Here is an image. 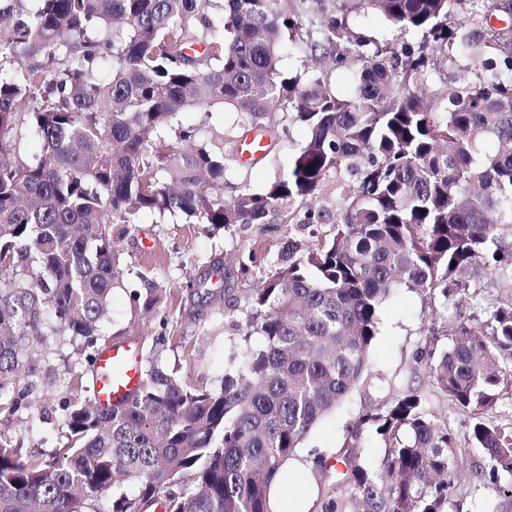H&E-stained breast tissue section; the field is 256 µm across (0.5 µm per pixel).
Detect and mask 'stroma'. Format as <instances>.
<instances>
[{"label":"stroma","instance_id":"stroma-1","mask_svg":"<svg viewBox=\"0 0 512 512\" xmlns=\"http://www.w3.org/2000/svg\"><path fill=\"white\" fill-rule=\"evenodd\" d=\"M305 135L302 125H289L279 149L278 165L246 166L233 171L231 180H245L254 187H263L281 168L287 167L289 155ZM293 233L289 224H253L238 227L227 235L222 229L195 223L181 214L144 215L125 238L124 258L130 272L112 293L106 333L136 341L141 357L158 356L167 372L176 378L210 387L221 385L242 341L236 329L224 322V300L219 293L228 285L235 289L250 285L243 276L225 282L221 271L231 267L233 257L251 250L255 251L260 265L273 263L282 243ZM204 277L209 278L217 298L204 301L194 294L196 281ZM147 278L167 289L163 306L167 329H160L155 317L135 312L129 300L130 291L142 287ZM461 280L465 294L449 299L444 305L427 304L424 297L407 288L393 290L383 302L369 367L386 378L393 390L399 392L423 383V371L413 355L427 341V326L433 323L442 328L448 310L462 309L474 322L489 326L494 311L512 303L510 278L477 280L465 274ZM163 332L170 335V342L159 343L158 337ZM451 338V331L442 328L439 347L449 346ZM84 369L72 347L52 348L47 374L37 379L33 388L34 396L43 402L44 417L27 427L25 448L48 452L64 443L65 432L56 408L69 394L65 383L67 373ZM426 397L431 412L447 424L460 446L466 448L474 469L472 475L458 481L448 512H512V475L503 473L494 480L488 477L486 457L480 449L469 445V413L436 392H427ZM367 402L363 388H353L336 411L313 429L290 460L292 493L288 503L295 506L296 512H317L321 480L312 468L313 454L318 451L335 455L346 438L348 423L362 413Z\"/></svg>","mask_w":512,"mask_h":512}]
</instances>
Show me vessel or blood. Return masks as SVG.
Returning <instances> with one entry per match:
<instances>
[{
	"instance_id": "b4317fda",
	"label": "vessel or blood",
	"mask_w": 512,
	"mask_h": 512,
	"mask_svg": "<svg viewBox=\"0 0 512 512\" xmlns=\"http://www.w3.org/2000/svg\"><path fill=\"white\" fill-rule=\"evenodd\" d=\"M142 372L135 344H120L106 349L94 365V389L98 402L109 406L132 393Z\"/></svg>"
}]
</instances>
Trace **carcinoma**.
<instances>
[{"mask_svg":"<svg viewBox=\"0 0 512 512\" xmlns=\"http://www.w3.org/2000/svg\"><path fill=\"white\" fill-rule=\"evenodd\" d=\"M499 5L0 0V414H41L30 391L50 338L89 368L102 351L125 274L112 225L180 212L226 232L295 224L316 238L288 241L256 287L224 302L244 348L220 386L154 366L103 408L85 373L72 375L87 395L60 405L66 444L23 455L0 441V512H271L272 484L317 424L356 384L382 388L369 352L392 289L432 301L468 271L512 277V28L491 24ZM369 10L421 35L418 46L355 35L349 18ZM309 11L318 21L304 31ZM284 51L362 63L354 92L336 93L327 72L283 69ZM457 57L473 62L469 79L440 77L441 59ZM219 109L235 120L213 140L181 122ZM291 123L306 137L285 172L260 189L229 181L243 141L264 131L259 160H273ZM139 277L135 307L165 324L166 289ZM493 321L487 333L458 314L450 347L431 343L415 361L473 415L468 440L496 478L512 475V428L485 414L512 391L501 356L512 305ZM367 434L383 444L376 467ZM336 462L314 461L319 512H447L469 469L421 388L359 415ZM120 480L135 492L113 499Z\"/></svg>","mask_w":512,"mask_h":512,"instance_id":"1","label":"carcinoma"}]
</instances>
